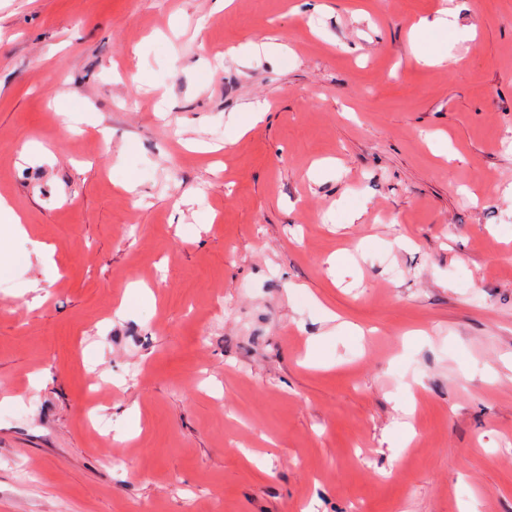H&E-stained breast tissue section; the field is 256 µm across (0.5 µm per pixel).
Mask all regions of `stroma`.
I'll return each instance as SVG.
<instances>
[{
  "label": "stroma",
  "mask_w": 512,
  "mask_h": 512,
  "mask_svg": "<svg viewBox=\"0 0 512 512\" xmlns=\"http://www.w3.org/2000/svg\"><path fill=\"white\" fill-rule=\"evenodd\" d=\"M213 6L0 0V512H512V0ZM25 219L13 208L10 202L0 197V256H3L4 262L0 264V272L8 268L9 254L2 247V236L4 238L27 237V231L24 227ZM2 225L5 226L2 229Z\"/></svg>",
  "instance_id": "35a3bbf8"
}]
</instances>
